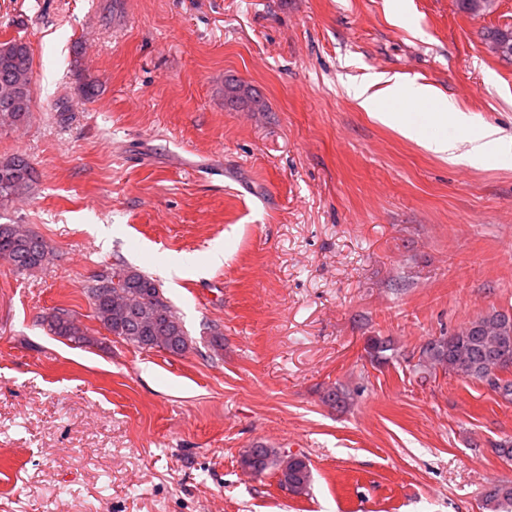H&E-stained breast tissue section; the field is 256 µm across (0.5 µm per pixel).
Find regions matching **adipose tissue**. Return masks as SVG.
Listing matches in <instances>:
<instances>
[{
  "label": "adipose tissue",
  "mask_w": 512,
  "mask_h": 512,
  "mask_svg": "<svg viewBox=\"0 0 512 512\" xmlns=\"http://www.w3.org/2000/svg\"><path fill=\"white\" fill-rule=\"evenodd\" d=\"M349 93L358 107L370 117L392 127L402 136L422 143L446 162L480 161L512 149V144L505 142L498 130L491 126L481 129L465 141L445 135L443 129L448 123H463L464 117L459 111L450 110L448 105L442 104L432 86L395 80L376 91L362 85L353 86ZM397 101H405L415 107L426 106L424 123H417L413 116L394 112L391 105ZM430 126L438 128V135L426 136L425 131Z\"/></svg>",
  "instance_id": "ef3b65f1"
}]
</instances>
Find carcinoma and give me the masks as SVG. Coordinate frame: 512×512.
Returning a JSON list of instances; mask_svg holds the SVG:
<instances>
[{
	"label": "carcinoma",
	"mask_w": 512,
	"mask_h": 512,
	"mask_svg": "<svg viewBox=\"0 0 512 512\" xmlns=\"http://www.w3.org/2000/svg\"><path fill=\"white\" fill-rule=\"evenodd\" d=\"M490 42L499 46V55L512 57V30H493ZM77 92L85 100L98 95V81L77 73ZM33 52L20 39L0 41V129L19 128L31 122ZM224 97L232 105H253L264 111L261 99L251 88L237 81L224 86ZM35 181L29 160L16 154L0 159V207L28 195ZM52 256V248L37 233L20 224H0V260L16 272L41 268ZM94 317L112 336L145 351L172 355L186 353L192 345L185 326L171 301L156 280L138 268L118 265L95 277L88 287ZM50 330L76 344L87 340L81 325L61 309L51 316ZM370 360L378 365L389 362L392 341L371 336L366 341ZM418 366L440 368L462 378L479 380L512 399V381L500 374L512 368V314L492 311L480 316L448 336L429 339L420 350ZM241 468L255 476L270 469L280 473V486L294 494H305L312 482L309 463L302 457L282 455L276 449L258 444L245 451ZM486 512H512V482L493 484L481 495Z\"/></svg>",
	"instance_id": "obj_1"
}]
</instances>
